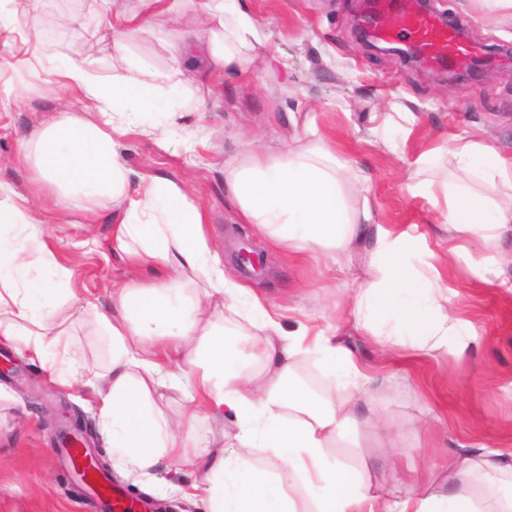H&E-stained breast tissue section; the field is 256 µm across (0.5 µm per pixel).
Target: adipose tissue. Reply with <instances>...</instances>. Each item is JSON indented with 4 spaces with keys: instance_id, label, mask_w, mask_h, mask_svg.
I'll use <instances>...</instances> for the list:
<instances>
[{
    "instance_id": "adipose-tissue-1",
    "label": "adipose tissue",
    "mask_w": 512,
    "mask_h": 512,
    "mask_svg": "<svg viewBox=\"0 0 512 512\" xmlns=\"http://www.w3.org/2000/svg\"><path fill=\"white\" fill-rule=\"evenodd\" d=\"M0 40L38 46L40 0H5ZM99 24L119 30L117 49L143 28L122 0H96ZM265 35L239 0H206L194 30L177 31L169 47L171 72L201 61L225 74H248ZM95 45L86 42L53 69L72 91L68 108L51 114L18 138V153L44 193L58 203L80 197L112 213L108 248L128 277L111 288L106 308L82 301L49 247L43 221L29 199L0 183V339L32 351L60 382L77 374L68 328L93 318L111 345L110 359L93 391L106 447L116 462L149 472L161 459L183 460L185 441L223 447L201 462L194 495L207 512H512V456L482 446L448 458L443 478L424 477L412 465L398 423L385 418L372 398L374 378L325 330L307 321L283 325L266 299L224 273L208 233V215L176 182L133 176L122 139L152 135L137 115L159 74L146 61L101 84L84 66ZM274 156L246 149L224 166V190L243 223L275 239L286 252L322 257L340 270L363 254L367 279L350 290L345 320L381 337L383 353L407 350L415 358H461L476 339L469 321L448 307L445 268L464 262L481 281L501 268L475 257L472 245L512 236V155L478 142L458 146L466 182L428 179L407 185L428 198L442 216L434 232L441 252L416 260V225L380 223L370 178L337 155L315 119L298 123ZM354 196H346L345 185ZM221 325L203 323L206 313ZM55 336L44 341L48 327ZM257 329L261 373L246 371L228 338ZM320 354L348 392L335 401L308 389L293 374L298 355ZM180 392L179 418L166 416L157 396ZM207 421L208 435L197 431ZM385 451L397 488L377 492L385 477L373 465L356 470L333 453L338 443ZM264 451L262 462L245 453Z\"/></svg>"
}]
</instances>
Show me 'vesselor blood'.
I'll list each match as a JSON object with an SVG mask.
<instances>
[{"label": "vessel or blood", "mask_w": 512, "mask_h": 512, "mask_svg": "<svg viewBox=\"0 0 512 512\" xmlns=\"http://www.w3.org/2000/svg\"><path fill=\"white\" fill-rule=\"evenodd\" d=\"M378 36L383 40H408L428 50L441 45L453 57L464 55L463 48L451 31L428 13H386ZM91 489L106 512H125L126 501L108 480L102 477L96 479Z\"/></svg>", "instance_id": "b4317fda"}]
</instances>
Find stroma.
I'll use <instances>...</instances> for the list:
<instances>
[{"label":"stroma","instance_id":"obj_1","mask_svg":"<svg viewBox=\"0 0 512 512\" xmlns=\"http://www.w3.org/2000/svg\"><path fill=\"white\" fill-rule=\"evenodd\" d=\"M204 0H177L171 18L148 24L129 40L127 51L114 47V33L97 28L93 0H42L41 24L50 26L55 13L75 14L76 23L59 37L44 39L38 50L45 65L72 58L75 46L95 39L98 52L88 62L101 82L138 60L150 62L160 74L153 99L169 90L170 57L167 33L190 26ZM267 34L260 47L262 61L247 78L213 71L214 95L206 112L183 116L145 112L143 123L155 136L129 134L126 162L137 175H161L191 189L205 208L213 242L224 269L238 282L262 292L287 308L327 326L343 302V284L362 274L361 262L329 275L313 263H299L257 237L240 223L224 192V165L248 145L275 152L290 137L287 113L315 116L337 153L351 158L372 178L375 204L384 224L437 223L432 202L406 189L415 161L434 151L437 161L426 175L447 178L454 168L452 151L461 138L477 134L482 142L512 154V74L448 80L434 68H414L392 56L368 52L354 30L352 0H241ZM434 13L468 27L469 53L494 45L512 48V17L490 10L484 0H433ZM24 45H0V86L11 84L14 98L0 107V182L32 192L27 169L12 156L19 135L54 110L64 109L67 94L56 85L32 79L23 62ZM394 138L397 152L384 146ZM83 208L71 205L45 215V229L58 262L69 272L70 285L82 298L104 306L106 290L127 275L107 247L112 215L98 213L85 223ZM262 251L266 266L258 275L244 274L234 259L244 244ZM451 299L477 334L474 348L449 362L404 360L387 365L374 337L347 327L336 330L354 361L382 379L377 407L402 421L404 441L419 466L443 465L449 452L480 440L503 453L512 452V271L506 283H480L461 263L447 271ZM70 334L89 367L72 386L50 379L28 353L0 342V512H100L90 494L71 495L65 483L69 470L53 455L58 429L45 419L44 403L81 418L91 433L87 445L105 453L99 434L92 385L108 360V344L93 321L71 326ZM427 403L440 422L425 430L415 422L420 403ZM208 448L187 446L184 461H167L149 473L112 466L109 476L128 496L148 497L171 512H203L188 499L187 489L200 477L199 463Z\"/></svg>","mask_w":512,"mask_h":512}]
</instances>
